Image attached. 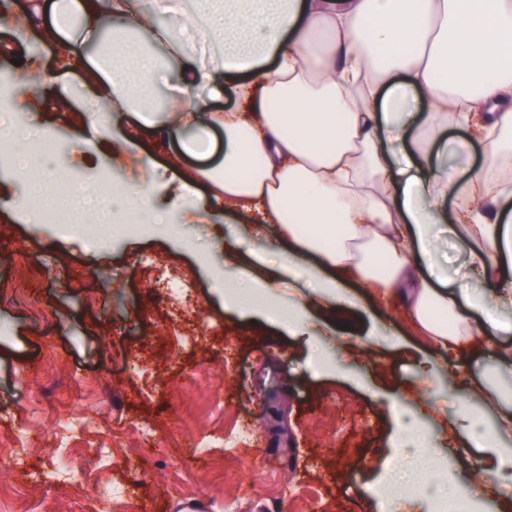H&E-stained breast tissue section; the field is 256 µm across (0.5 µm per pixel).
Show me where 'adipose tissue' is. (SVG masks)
Returning <instances> with one entry per match:
<instances>
[{
  "label": "adipose tissue",
  "mask_w": 512,
  "mask_h": 512,
  "mask_svg": "<svg viewBox=\"0 0 512 512\" xmlns=\"http://www.w3.org/2000/svg\"><path fill=\"white\" fill-rule=\"evenodd\" d=\"M55 21L34 38L61 49L63 69L83 67L84 100L107 102L96 131L120 148L139 127L158 128L181 152L206 153L224 131V159L181 178L206 182L237 211L270 256L224 244V264L247 266L253 288L305 278L299 308L356 305L349 284L398 301L421 339L451 365L494 309L512 305V0H194L178 15L181 36L154 27L139 0H55ZM120 24L91 56L80 30ZM219 52L208 55L207 50ZM176 73H169L168 62ZM170 83L167 111L141 99ZM195 92L231 100L216 112ZM463 151L481 146L486 171L452 180L448 126ZM430 129L432 144L419 132ZM456 235L468 276L443 274L432 231ZM467 492L512 486V410L500 409Z\"/></svg>",
  "instance_id": "ef3b65f1"
}]
</instances>
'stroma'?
I'll return each mask as SVG.
<instances>
[{"mask_svg": "<svg viewBox=\"0 0 512 512\" xmlns=\"http://www.w3.org/2000/svg\"><path fill=\"white\" fill-rule=\"evenodd\" d=\"M17 83L41 81L34 99L17 97L18 111L40 112L47 136L65 152L66 163L92 176L122 180L145 189L152 201L171 205L179 183L166 168V153L154 130H145L134 154L110 149L98 137L72 127L53 104L71 93L79 72L58 70L43 44L0 29V72ZM13 187L0 200V281L37 292L55 313L52 325L0 302V435L27 429L24 470L0 469V491L20 487L16 512H84L102 465L94 453L101 436L119 430L120 419L154 424L164 450L122 444L112 450V475L135 460L134 491L147 512H219L238 486L254 487L242 512H291L288 496L321 501L329 512H377L372 496L389 470L406 469L410 453L399 447L400 424L423 431L434 421L421 411L426 393L445 399L449 422L471 415L494 430L498 411L468 394L470 382L490 381L512 407V369L499 365L489 344H512V308L499 328L477 332L451 369H442L427 344L411 347L397 335L407 317L391 300L367 293L354 320L337 313L350 329H336L345 352L318 347L315 337L292 336L260 317L225 309L210 269L224 266L223 242L231 214L209 209L186 224L180 255L171 253L166 229L116 235L100 248L61 233L50 224H30L22 212L24 178L0 162V181ZM28 249L37 265L19 269L10 261ZM158 259L184 270L194 281L188 298L194 342L174 349L175 338L162 298L165 284L143 276L139 264ZM224 401V427H241L248 446L213 449L200 465L186 468L190 441L182 419L210 429L213 394ZM82 414L88 433L66 449L81 471L77 484L56 482L48 453L55 428Z\"/></svg>", "mask_w": 512, "mask_h": 512, "instance_id": "obj_1", "label": "stroma"}]
</instances>
